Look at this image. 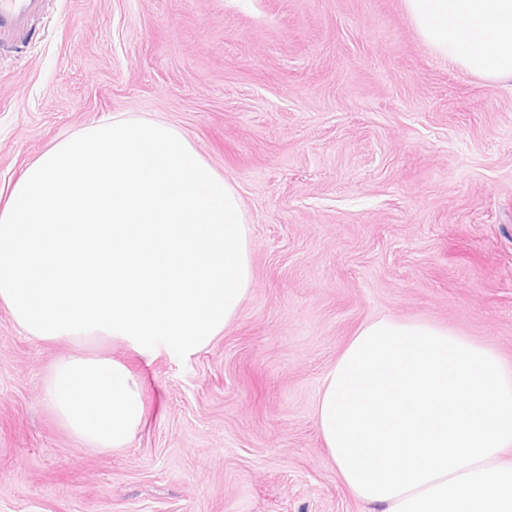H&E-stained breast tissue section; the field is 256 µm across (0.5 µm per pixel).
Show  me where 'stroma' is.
Segmentation results:
<instances>
[{
	"label": "stroma",
	"instance_id": "stroma-1",
	"mask_svg": "<svg viewBox=\"0 0 512 512\" xmlns=\"http://www.w3.org/2000/svg\"><path fill=\"white\" fill-rule=\"evenodd\" d=\"M34 28L0 48V190L87 125L166 121L237 184L253 286L185 359L90 346L145 384L109 451L44 401L71 345L0 304V512H362L315 417L361 325L429 321L512 366V84L432 54L403 0H50Z\"/></svg>",
	"mask_w": 512,
	"mask_h": 512
}]
</instances>
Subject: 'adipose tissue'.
I'll return each instance as SVG.
<instances>
[{
    "instance_id": "1",
    "label": "adipose tissue",
    "mask_w": 512,
    "mask_h": 512,
    "mask_svg": "<svg viewBox=\"0 0 512 512\" xmlns=\"http://www.w3.org/2000/svg\"><path fill=\"white\" fill-rule=\"evenodd\" d=\"M441 59L512 82V0H404ZM316 418L368 512H512V368L420 320L364 323L325 373Z\"/></svg>"
}]
</instances>
